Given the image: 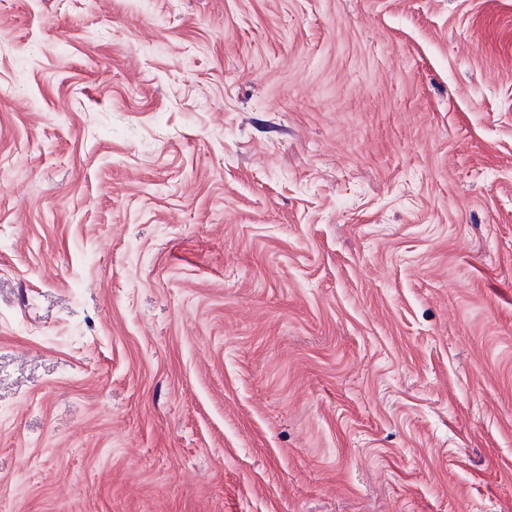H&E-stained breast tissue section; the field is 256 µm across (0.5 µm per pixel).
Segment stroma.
I'll return each instance as SVG.
<instances>
[{
  "instance_id": "stroma-1",
  "label": "stroma",
  "mask_w": 512,
  "mask_h": 512,
  "mask_svg": "<svg viewBox=\"0 0 512 512\" xmlns=\"http://www.w3.org/2000/svg\"><path fill=\"white\" fill-rule=\"evenodd\" d=\"M0 512H512V0H0Z\"/></svg>"
}]
</instances>
